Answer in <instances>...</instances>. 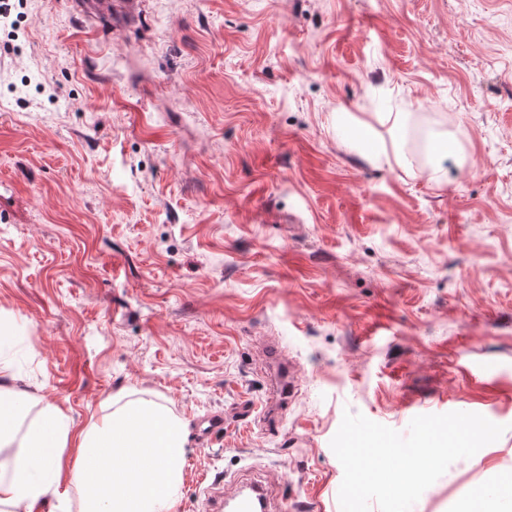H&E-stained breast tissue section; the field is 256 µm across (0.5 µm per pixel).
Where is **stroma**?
Instances as JSON below:
<instances>
[{
	"mask_svg": "<svg viewBox=\"0 0 512 512\" xmlns=\"http://www.w3.org/2000/svg\"><path fill=\"white\" fill-rule=\"evenodd\" d=\"M23 0L0 25V312L75 425L135 390L189 424L179 512L258 466L340 512L344 411L504 426L411 512L512 474V0ZM408 115L377 122L374 99ZM373 122L404 165L336 136ZM444 131L442 185L409 144ZM300 372L275 421L259 345ZM224 417L202 439L196 423Z\"/></svg>",
	"mask_w": 512,
	"mask_h": 512,
	"instance_id": "obj_1",
	"label": "stroma"
}]
</instances>
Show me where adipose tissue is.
Wrapping results in <instances>:
<instances>
[{
  "mask_svg": "<svg viewBox=\"0 0 512 512\" xmlns=\"http://www.w3.org/2000/svg\"><path fill=\"white\" fill-rule=\"evenodd\" d=\"M0 361V512H178L187 423L164 404L128 394L79 435L61 408L32 401ZM36 411L19 424L22 407ZM76 445L75 459L65 450Z\"/></svg>",
  "mask_w": 512,
  "mask_h": 512,
  "instance_id": "1",
  "label": "adipose tissue"
}]
</instances>
